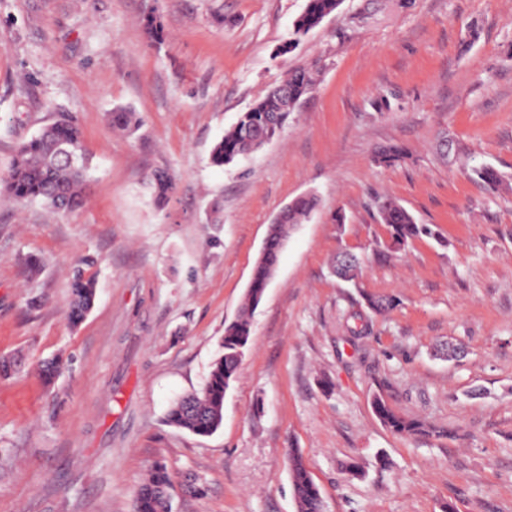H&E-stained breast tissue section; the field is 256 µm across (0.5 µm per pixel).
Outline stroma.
Listing matches in <instances>:
<instances>
[{
    "label": "stroma",
    "mask_w": 512,
    "mask_h": 512,
    "mask_svg": "<svg viewBox=\"0 0 512 512\" xmlns=\"http://www.w3.org/2000/svg\"><path fill=\"white\" fill-rule=\"evenodd\" d=\"M306 3L0 0V178L63 115L92 160L76 212L0 200V357L20 360L0 377V512H134L157 461L173 512H296L293 451L325 512H512V190L471 176L512 179V0H380L370 14L343 0L283 52ZM307 67L315 86L281 134L214 166L238 116ZM118 108L137 131L113 128ZM444 138L454 155L437 153ZM388 145L404 159L375 162ZM158 170L176 181L163 209ZM309 193L319 205L280 253L221 428L170 425L172 401L207 380L273 217ZM380 196L447 246L423 236L382 256ZM341 250L362 257L358 284L333 275ZM79 269L97 296L73 326ZM367 294L394 305L372 314ZM449 342L462 357H441ZM375 392L433 433L385 427ZM190 473L203 495L186 492Z\"/></svg>",
    "instance_id": "1"
}]
</instances>
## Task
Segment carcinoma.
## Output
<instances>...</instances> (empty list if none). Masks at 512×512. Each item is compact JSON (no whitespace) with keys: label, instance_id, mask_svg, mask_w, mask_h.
I'll list each match as a JSON object with an SVG mask.
<instances>
[{"label":"carcinoma","instance_id":"obj_1","mask_svg":"<svg viewBox=\"0 0 512 512\" xmlns=\"http://www.w3.org/2000/svg\"><path fill=\"white\" fill-rule=\"evenodd\" d=\"M342 2L308 0L305 12L294 24V34L303 35L318 26ZM313 85L312 71H290L284 81L267 90L241 114L242 123L225 131L212 150V163L222 167L274 140ZM110 119L112 127L128 133L138 126L135 113L126 108L114 110ZM90 168L81 127L72 118L62 117L17 146L8 175L0 181V186L19 205L40 202L52 210L72 211L84 202L83 189ZM474 174L491 190L504 184V176L492 167L478 168ZM150 185L156 205L165 207L174 192L171 176L157 170L152 174ZM317 206L318 199L314 195L297 197L288 203V211L281 220L270 224L266 250L257 259L238 315L224 327L222 354L213 361L202 391L182 396L170 406L167 421L173 426L196 435H208L221 427L224 395L239 374L244 350L251 337L252 315L276 269L278 254L296 227L309 220ZM377 212L380 222L389 228L387 247L391 249L399 250L416 238L433 235L428 225L417 223L413 214L391 197L377 201ZM332 270L337 278L353 281L361 270V259L352 252L340 251ZM95 297L94 280L76 273L70 286L68 320L73 324L82 321L92 310ZM372 407L379 420L395 432L418 434L426 430L424 422L399 415L380 395L373 396ZM288 466L298 512H323L320 489L312 480L303 458L297 453L288 456ZM169 487L166 465L154 463L138 489L135 512H172Z\"/></svg>","mask_w":512,"mask_h":512}]
</instances>
